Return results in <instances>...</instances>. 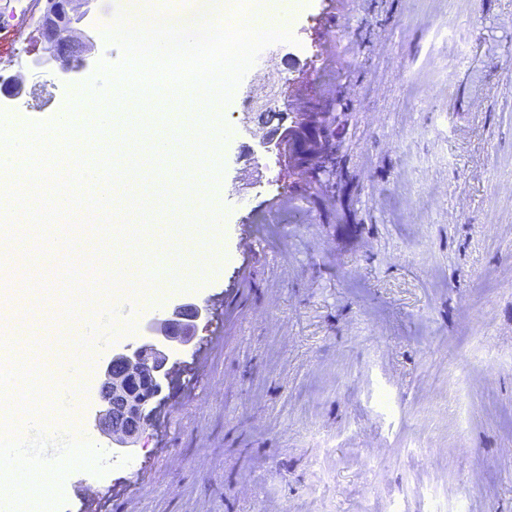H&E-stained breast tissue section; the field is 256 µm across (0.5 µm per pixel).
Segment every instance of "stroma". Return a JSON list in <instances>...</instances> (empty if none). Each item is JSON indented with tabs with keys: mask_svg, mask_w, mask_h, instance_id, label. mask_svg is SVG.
<instances>
[{
	"mask_svg": "<svg viewBox=\"0 0 512 512\" xmlns=\"http://www.w3.org/2000/svg\"><path fill=\"white\" fill-rule=\"evenodd\" d=\"M122 0H98L78 26L92 66L60 82L33 69L36 22L0 0V57L26 67L20 128L73 110L97 63L117 64L103 33ZM328 0H298L278 42L248 69L252 111L233 95L218 160V263L167 288L169 252L145 238L161 306L227 292L223 337L181 402L147 416L136 447L96 427L98 373L76 396L80 462L46 512H78L75 481L131 490L120 512H512V0H349L351 24L319 63L314 26ZM354 109L316 164L331 181L307 194L292 155L289 100ZM279 210L267 220V200ZM255 212V252L240 244ZM33 242L15 272L25 311L57 304L58 255Z\"/></svg>",
	"mask_w": 512,
	"mask_h": 512,
	"instance_id": "obj_1",
	"label": "stroma"
}]
</instances>
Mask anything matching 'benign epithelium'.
Wrapping results in <instances>:
<instances>
[{"instance_id": "1", "label": "benign epithelium", "mask_w": 512, "mask_h": 512, "mask_svg": "<svg viewBox=\"0 0 512 512\" xmlns=\"http://www.w3.org/2000/svg\"><path fill=\"white\" fill-rule=\"evenodd\" d=\"M41 32L45 55L33 60L37 69L60 74L79 73L88 65L91 40L73 36V26L89 15L96 0H44ZM323 112H298L293 133L294 154L301 159L321 150ZM206 309L195 303L174 306L147 326V336L135 348L114 351L100 368L104 408L98 425L120 448L133 447L146 425V408L168 375L169 349L187 346L197 335Z\"/></svg>"}]
</instances>
